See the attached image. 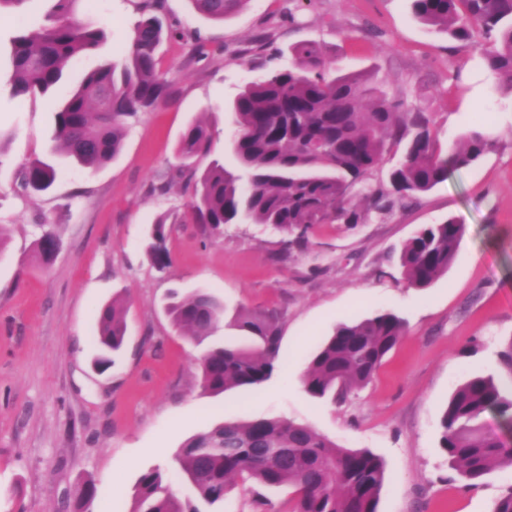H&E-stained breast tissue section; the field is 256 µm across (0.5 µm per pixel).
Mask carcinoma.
Returning <instances> with one entry per match:
<instances>
[{"label":"carcinoma","instance_id":"obj_1","mask_svg":"<svg viewBox=\"0 0 512 512\" xmlns=\"http://www.w3.org/2000/svg\"><path fill=\"white\" fill-rule=\"evenodd\" d=\"M194 9L222 22L247 0H191ZM80 3L56 0L49 24L30 29L17 17L11 39L12 69L7 79L14 97L35 99L60 87L64 70L95 51L103 31L74 18ZM154 0H143L141 17L121 63H104L88 71L81 84L64 93L54 112L51 155L95 170L116 159L127 121L152 110L171 96L162 76L158 51L164 41L181 35L164 27L154 14ZM414 17L432 31L456 41H472L483 50L498 85L512 91V0H412ZM292 66L267 71L249 82L229 106L234 114V170L213 162L202 172L195 159L209 151L210 134L201 122L190 124L178 143V155L190 169L193 194L188 212L202 233L220 235L224 225L249 221L268 224L301 247L314 224H360L370 212L388 214L397 205L433 189L455 171L473 165L493 143L469 130L461 143L444 150L427 113L405 110L368 78L334 74V60L321 46L301 41L289 47ZM402 155L389 175V187L365 185L393 149ZM53 164L30 161L22 171L27 194L48 190ZM362 187L366 208L352 202ZM464 227L450 218L423 227L399 253L402 273L414 288H427L453 264ZM167 217L151 228L149 255L155 265H169ZM57 225H41L39 256L50 261L60 247ZM166 312L195 344L208 341L224 319V303L205 290L171 295ZM278 317L273 312H237L232 326L248 342L233 338L213 342L200 359L201 385L219 395L256 390L279 368ZM97 364L115 363L126 335L125 311L114 301L99 312ZM405 334V321L378 311L338 327L317 348L303 377L313 398L344 400L366 386L388 353ZM496 413L512 424V394L493 376H474L456 388L442 412L440 448L468 486L478 485L497 466L512 462V448L487 428L483 417ZM177 476L194 498L178 496L158 468L143 472L136 484L132 512H223L229 482L241 478L295 489L291 512H377L385 481L383 460L368 449L337 445L310 426L287 418L223 422L188 439L176 455ZM97 488L77 490L75 512H88Z\"/></svg>","mask_w":512,"mask_h":512}]
</instances>
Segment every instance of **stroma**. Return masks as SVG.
I'll use <instances>...</instances> for the list:
<instances>
[{"label": "stroma", "mask_w": 512, "mask_h": 512, "mask_svg": "<svg viewBox=\"0 0 512 512\" xmlns=\"http://www.w3.org/2000/svg\"><path fill=\"white\" fill-rule=\"evenodd\" d=\"M142 0H93L78 17L106 33L101 47L68 67L64 87L86 71L120 61ZM410 0H247L221 22L190 0H162L160 16L185 38L163 44L162 71L174 94L132 119L117 159L94 171L55 162L52 190L28 196L18 176L46 156L51 98L11 97L0 87V512H68L75 488L93 482L90 512H131L140 474L172 473L190 437L216 424L287 417L385 463L378 512H488L512 487V465L467 486L439 446L449 396L472 376L504 378L497 353L512 339V93L498 88L482 52L429 31ZM313 40L345 73H365L389 97L431 116L452 146L484 112L493 149L469 168L383 217L316 224L308 245L282 251L262 224L238 223L203 238L184 214L191 197L178 141L204 122L212 162L237 166L227 105L263 72L291 65L290 45ZM168 183L167 193L154 185ZM171 230L169 268L148 256L160 215ZM458 218L456 258L430 287H408L402 245L422 227ZM59 227L50 262L34 251L38 225ZM206 289L228 308L276 310L279 370L247 394L205 393L200 354L165 311L170 290ZM127 308L120 359L95 364L102 305ZM379 310L398 313L406 333L374 379L346 402L315 399L302 379L322 339L342 323ZM287 488L235 482L224 512H287Z\"/></svg>", "instance_id": "1"}]
</instances>
